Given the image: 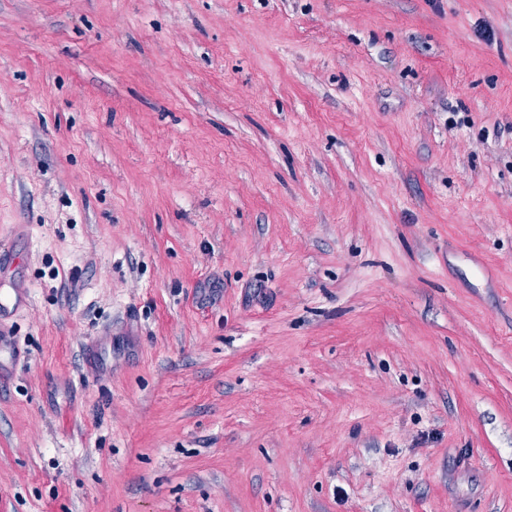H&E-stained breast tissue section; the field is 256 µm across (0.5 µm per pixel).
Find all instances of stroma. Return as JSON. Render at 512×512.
<instances>
[{
    "label": "stroma",
    "instance_id": "35a3bbf8",
    "mask_svg": "<svg viewBox=\"0 0 512 512\" xmlns=\"http://www.w3.org/2000/svg\"><path fill=\"white\" fill-rule=\"evenodd\" d=\"M14 288L0 512H512V0H0Z\"/></svg>",
    "mask_w": 512,
    "mask_h": 512
}]
</instances>
